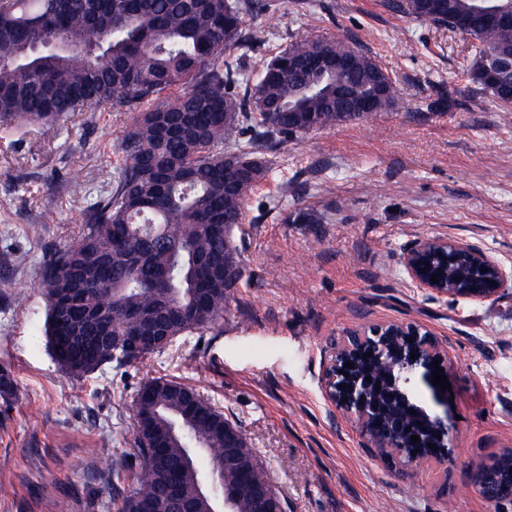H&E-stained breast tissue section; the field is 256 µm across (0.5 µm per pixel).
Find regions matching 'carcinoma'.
<instances>
[{
	"mask_svg": "<svg viewBox=\"0 0 512 512\" xmlns=\"http://www.w3.org/2000/svg\"><path fill=\"white\" fill-rule=\"evenodd\" d=\"M500 0H392L421 22L478 41L469 77L512 112V25L490 27L481 6ZM265 0H0V129L31 120L55 126L100 106L142 108L117 144L119 166L86 210L72 244L43 256L44 333L65 373L81 377L144 353L123 337L137 331L169 343L224 318L245 276L236 231L254 188L272 172L273 147L309 131L400 107L395 81L370 54L329 38L295 39L251 76L256 52L245 18ZM91 35L94 51L61 52L63 38ZM341 56L326 72L291 71L288 57ZM495 68L489 86L484 66ZM113 343L105 346L99 336ZM195 390L157 378L137 395L140 426L112 441L124 459L113 470L128 490L115 512H210L200 462L226 483L224 413L188 403ZM250 481L268 475L246 448Z\"/></svg>",
	"mask_w": 512,
	"mask_h": 512,
	"instance_id": "cac0c4a2",
	"label": "carcinoma"
}]
</instances>
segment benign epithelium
I'll return each instance as SVG.
<instances>
[{"mask_svg":"<svg viewBox=\"0 0 512 512\" xmlns=\"http://www.w3.org/2000/svg\"><path fill=\"white\" fill-rule=\"evenodd\" d=\"M403 265L418 287L474 302L490 299L512 282L511 266L480 248L444 237L420 240L405 253ZM434 274L438 277L436 283L431 280ZM369 352L376 361L389 366L381 383L344 366ZM438 367L444 370V376H450L452 359L432 332L413 323H372L349 332L336 346L323 383L330 401L355 418L368 446L375 449L382 463L395 461L401 468L417 467L443 463L453 456L456 425L448 410V391L432 383ZM422 430L429 434V443L420 439L411 442V436ZM243 442L239 429L224 426V465L239 463ZM430 443L435 448H429ZM494 469V465L484 467L475 477V486L485 499H495L489 490ZM249 493L262 503L264 512H286L282 496L273 485H253Z\"/></svg>","mask_w":512,"mask_h":512,"instance_id":"1","label":"benign epithelium"}]
</instances>
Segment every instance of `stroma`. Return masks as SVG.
Returning a JSON list of instances; mask_svg holds the SVG:
<instances>
[{
  "mask_svg": "<svg viewBox=\"0 0 512 512\" xmlns=\"http://www.w3.org/2000/svg\"><path fill=\"white\" fill-rule=\"evenodd\" d=\"M247 18L256 67L299 37L336 38L389 71L403 104L277 145L252 193L244 284L223 321L122 366L73 377L44 336L39 263L77 236L117 164L133 113L0 131V512H115L113 425L136 426L145 383H182L243 434L288 512H494L473 483L512 449V283L473 302L417 288L402 264L425 237L483 249L512 266V112L477 94L476 40L416 21L387 0H267ZM88 182L67 187L68 169ZM309 210L320 221L305 224ZM39 225L32 234L31 225ZM416 323L449 348L458 448L418 469L376 460L321 378L337 342L380 321Z\"/></svg>",
  "mask_w": 512,
  "mask_h": 512,
  "instance_id": "1",
  "label": "stroma"
}]
</instances>
